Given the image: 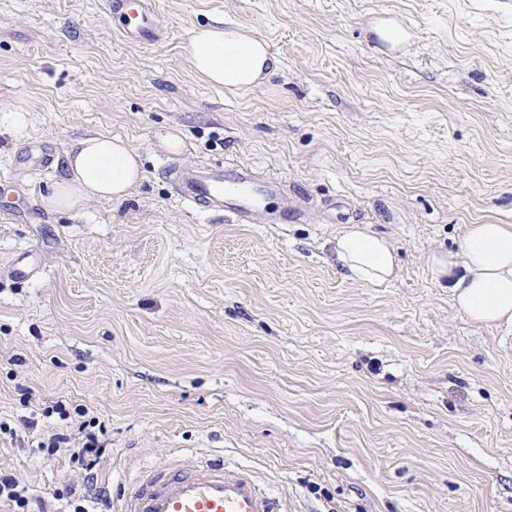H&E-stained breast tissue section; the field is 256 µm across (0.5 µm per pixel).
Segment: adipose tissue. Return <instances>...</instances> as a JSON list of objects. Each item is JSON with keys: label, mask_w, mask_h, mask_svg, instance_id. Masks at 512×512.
Here are the masks:
<instances>
[{"label": "adipose tissue", "mask_w": 512, "mask_h": 512, "mask_svg": "<svg viewBox=\"0 0 512 512\" xmlns=\"http://www.w3.org/2000/svg\"><path fill=\"white\" fill-rule=\"evenodd\" d=\"M184 51L198 77L233 93L261 85L279 66L266 41L236 26L200 28ZM66 161L73 177L52 197L61 209L89 198H122L142 177L137 153L124 139L105 134L74 141ZM334 252L337 270L354 282L383 286L396 277L392 242L359 226L337 236ZM428 269L447 280L457 308L472 322L512 324V224L470 225L459 251L433 253Z\"/></svg>", "instance_id": "ef3b65f1"}]
</instances>
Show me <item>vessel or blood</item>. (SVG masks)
Returning a JSON list of instances; mask_svg holds the SVG:
<instances>
[{"mask_svg": "<svg viewBox=\"0 0 512 512\" xmlns=\"http://www.w3.org/2000/svg\"><path fill=\"white\" fill-rule=\"evenodd\" d=\"M112 31L134 45L163 41L168 30L157 0H103ZM170 176L182 203L194 210H223L249 223L279 184L257 180L246 167L207 171L178 167ZM119 512H281L280 501L261 488L245 466L221 458L188 457L143 471Z\"/></svg>", "mask_w": 512, "mask_h": 512, "instance_id": "b4317fda", "label": "vessel or blood"}]
</instances>
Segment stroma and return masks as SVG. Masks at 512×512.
I'll use <instances>...</instances> for the list:
<instances>
[{
	"label": "stroma",
	"mask_w": 512,
	"mask_h": 512,
	"mask_svg": "<svg viewBox=\"0 0 512 512\" xmlns=\"http://www.w3.org/2000/svg\"><path fill=\"white\" fill-rule=\"evenodd\" d=\"M157 2L167 39L129 46L97 0H0V471L80 484L37 440L85 407L113 502L196 454L288 512H512V325L471 323L427 268L468 225L512 224V0ZM385 18L405 41L376 42ZM224 22L281 62L238 95L183 50ZM95 133L129 142L142 180L57 208L67 148ZM218 164L278 180L303 220L176 199L170 167ZM350 224L392 241V283L338 273ZM58 400L69 420L44 417Z\"/></svg>",
	"instance_id": "1"
}]
</instances>
